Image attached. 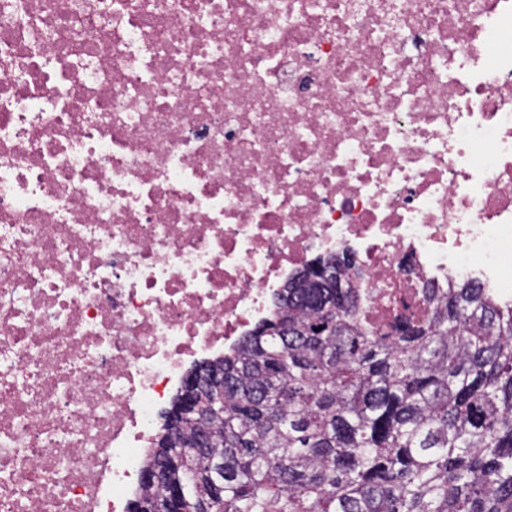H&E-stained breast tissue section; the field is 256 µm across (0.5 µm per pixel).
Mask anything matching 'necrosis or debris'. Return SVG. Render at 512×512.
Listing matches in <instances>:
<instances>
[{
	"label": "necrosis or debris",
	"mask_w": 512,
	"mask_h": 512,
	"mask_svg": "<svg viewBox=\"0 0 512 512\" xmlns=\"http://www.w3.org/2000/svg\"><path fill=\"white\" fill-rule=\"evenodd\" d=\"M319 253L384 329L512 271V0H0V512H129Z\"/></svg>",
	"instance_id": "necrosis-or-debris-1"
}]
</instances>
